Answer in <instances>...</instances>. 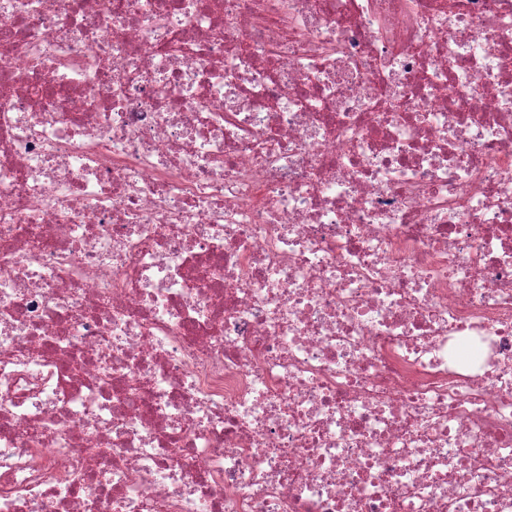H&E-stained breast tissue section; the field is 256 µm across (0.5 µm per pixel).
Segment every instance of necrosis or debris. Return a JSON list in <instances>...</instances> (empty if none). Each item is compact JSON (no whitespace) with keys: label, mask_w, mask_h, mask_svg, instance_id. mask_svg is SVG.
I'll use <instances>...</instances> for the list:
<instances>
[{"label":"necrosis or debris","mask_w":512,"mask_h":512,"mask_svg":"<svg viewBox=\"0 0 512 512\" xmlns=\"http://www.w3.org/2000/svg\"><path fill=\"white\" fill-rule=\"evenodd\" d=\"M0 512H512V0H0Z\"/></svg>","instance_id":"1"}]
</instances>
